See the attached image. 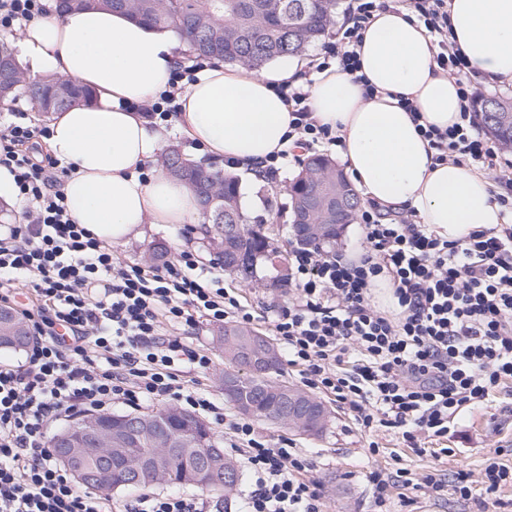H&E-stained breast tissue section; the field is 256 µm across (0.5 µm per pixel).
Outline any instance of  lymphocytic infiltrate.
<instances>
[{
	"label": "lymphocytic infiltrate",
	"mask_w": 512,
	"mask_h": 512,
	"mask_svg": "<svg viewBox=\"0 0 512 512\" xmlns=\"http://www.w3.org/2000/svg\"><path fill=\"white\" fill-rule=\"evenodd\" d=\"M435 37L441 69L457 76L460 123L422 134L437 162L465 163L494 174V200L508 221L450 241L423 224L415 209L386 220L377 207L359 215L365 250L358 259L315 250L295 254L293 294L271 322L287 364L305 385L334 395L361 428L400 430L408 448L447 436L470 408H489L512 381V166L480 131L474 105L481 90L465 79L466 63L449 41L448 0H408ZM377 0H349L346 27L324 43L315 71L359 64L357 48ZM46 13L45 0H0V31L22 34ZM178 63L167 89L136 104L162 124L194 80ZM292 106L289 150L266 160L276 176L290 149L342 146L340 133L318 124L305 87L281 85ZM48 129L23 118L0 127V166L14 176L23 220L0 225V304L25 321L30 343L18 366H0V512H112L102 490L81 489L49 443L52 422L132 409L167 400L216 424H228L232 449L254 476L244 512H324L321 484L306 454L270 443L247 421L226 418L200 384L212 365L204 346L187 338L198 320L241 325L253 313L195 255L181 251L160 267L127 263L75 223L56 190L71 172L43 144ZM387 284L388 307L373 291ZM374 512H390V489L403 484L441 499H470L468 474L455 483L429 472L373 471ZM127 512H223L221 501L179 491L142 494Z\"/></svg>",
	"instance_id": "f902f5d3"
}]
</instances>
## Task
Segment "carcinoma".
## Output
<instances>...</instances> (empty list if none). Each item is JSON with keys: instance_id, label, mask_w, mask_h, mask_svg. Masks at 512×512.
<instances>
[{"instance_id": "obj_1", "label": "carcinoma", "mask_w": 512, "mask_h": 512, "mask_svg": "<svg viewBox=\"0 0 512 512\" xmlns=\"http://www.w3.org/2000/svg\"><path fill=\"white\" fill-rule=\"evenodd\" d=\"M339 0H58L59 12L72 10H120L137 21L159 29H171L189 42L199 57L260 69L267 63L303 54L325 34L333 22ZM23 94L38 112L49 116L77 104H89L93 93L77 83L53 74L26 76L12 43L0 39V102L13 101ZM484 128L503 150H512V97H483L479 100ZM165 172L190 184L198 193L208 227L205 238L215 259L231 272L245 278L254 276L260 260H270L268 236L261 224H249L242 211L238 181L215 164H202L171 146L162 157ZM345 180L335 163L322 154L307 157V163L290 186L293 218H298L301 200L310 194L323 198L336 194V182ZM29 342L25 322L13 309L0 306V348L23 350ZM235 371L237 388L230 401L238 408L253 406L250 416L289 426L279 418L286 408L285 396L277 388L282 362L265 373L249 369L241 355L225 356ZM180 412L144 414L142 418L162 426L176 438L188 437L200 448L215 443L209 426L194 419L189 427L178 420ZM154 444L146 434L129 436L115 452L116 470L129 457L147 458ZM208 464L200 453L181 450L172 455L161 482L174 487L192 486L224 492V483L202 485L197 473ZM144 486L136 476L120 473L110 482L98 481L93 488L130 490Z\"/></svg>"}]
</instances>
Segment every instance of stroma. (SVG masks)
Here are the masks:
<instances>
[{"label": "stroma", "mask_w": 512, "mask_h": 512, "mask_svg": "<svg viewBox=\"0 0 512 512\" xmlns=\"http://www.w3.org/2000/svg\"><path fill=\"white\" fill-rule=\"evenodd\" d=\"M301 159L288 161L276 181L254 182L246 170L232 167L242 196L252 202L247 212L250 223L264 225L277 253H295L292 241L291 200L288 185L301 169ZM165 245L168 256L189 250L196 253L203 267L213 266L209 252L200 243L191 224H145L140 233L131 235L125 244L114 247L121 260L149 265L155 245ZM276 272L270 263L259 262L252 281H244L234 272H225L224 286L238 292L241 303L250 309L255 319L253 329L269 334L274 311L288 303L287 282H276ZM332 413L328 431L320 437L297 434L287 427L256 421L259 433L278 442L288 439L293 447L309 457L311 477L323 488L327 512H372L371 487L368 475L373 471L407 469L420 475L435 469L444 472L448 481H455L459 472H467L472 480L473 496L462 500L456 496L434 499L422 493L394 487L391 490L393 512H479L484 492L480 476L489 461L512 464V412L492 414L488 409L464 413L457 434L432 440L435 454L420 455L407 448L398 430L368 432L357 428L347 408L325 397ZM378 444V453H371V444Z\"/></svg>", "instance_id": "stroma-1"}]
</instances>
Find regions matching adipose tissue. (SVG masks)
Segmentation results:
<instances>
[{
	"label": "adipose tissue",
	"mask_w": 512,
	"mask_h": 512,
	"mask_svg": "<svg viewBox=\"0 0 512 512\" xmlns=\"http://www.w3.org/2000/svg\"><path fill=\"white\" fill-rule=\"evenodd\" d=\"M451 39L470 74L487 84L512 79V0H449ZM22 49L32 66L89 87L91 104L54 113L49 149L73 171L60 185L67 208L108 246L143 224H202L199 197L187 183L137 170L154 161L161 139L134 102L167 86L177 61L172 33L121 11L49 12L27 27ZM430 34L407 9L376 11L360 50L358 73L333 66L309 89L313 118L338 127L342 158L363 200L415 208L423 223L456 240L505 223L488 175L433 161L419 125L460 120L458 87L437 60ZM180 98L179 130L218 159L259 164L285 149L291 107L280 84H299L297 67L256 71L214 60ZM374 94H367V87ZM407 98L412 110L399 106ZM419 119H412V112Z\"/></svg>",
	"instance_id": "adipose-tissue-1"
}]
</instances>
